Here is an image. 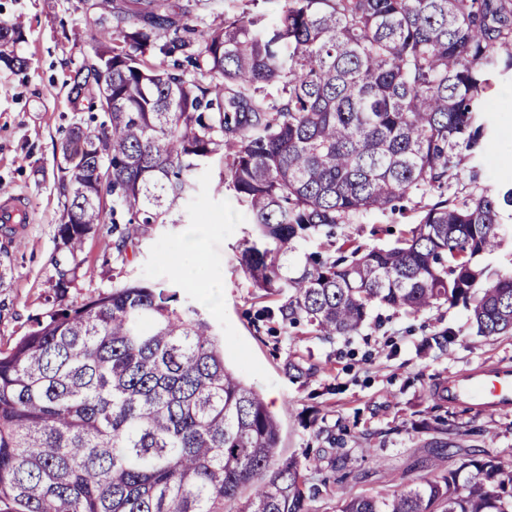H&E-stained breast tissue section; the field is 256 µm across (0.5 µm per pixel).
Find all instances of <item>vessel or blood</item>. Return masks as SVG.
<instances>
[{
	"label": "vessel or blood",
	"instance_id": "vessel-or-blood-1",
	"mask_svg": "<svg viewBox=\"0 0 512 512\" xmlns=\"http://www.w3.org/2000/svg\"><path fill=\"white\" fill-rule=\"evenodd\" d=\"M438 395L451 406L484 413L512 409V365L481 364L444 382Z\"/></svg>",
	"mask_w": 512,
	"mask_h": 512
}]
</instances>
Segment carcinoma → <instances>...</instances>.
Listing matches in <instances>:
<instances>
[{"label": "carcinoma", "instance_id": "cac0c4a2", "mask_svg": "<svg viewBox=\"0 0 512 512\" xmlns=\"http://www.w3.org/2000/svg\"><path fill=\"white\" fill-rule=\"evenodd\" d=\"M128 2L95 0L93 57L70 76L104 120L73 123L61 146L58 303L0 351V512H228L241 499L238 512H315L322 490L279 458L280 420L226 365L207 316L139 281L64 301L86 236L110 225L126 260L216 161L257 233L242 266L253 287L288 291V324L351 336L375 306L416 316L461 301L480 335L512 334V271L480 263L501 245L512 187L448 196L481 145L490 74L512 71V0H280L271 22L207 30L190 7ZM22 39L0 24V63L26 67ZM177 53L199 77L146 58ZM428 195L396 245L346 240L288 275L311 236ZM449 458L411 487L344 493L339 512H512L511 454Z\"/></svg>", "mask_w": 512, "mask_h": 512}]
</instances>
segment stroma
<instances>
[{
  "mask_svg": "<svg viewBox=\"0 0 512 512\" xmlns=\"http://www.w3.org/2000/svg\"><path fill=\"white\" fill-rule=\"evenodd\" d=\"M92 0H0V23L22 29L18 48L27 69L0 66V191L27 213L21 228L0 223V348L24 335L31 317L51 311L55 300V249L61 199L55 179L60 145L76 121L96 128L95 110L73 109L67 81L92 56L86 37L93 26ZM275 0H209L193 9L199 27L232 15L273 16ZM493 133L480 154L463 168L453 188L465 197L482 188L512 186V75L499 81L489 114ZM196 198L174 212L175 223L148 228L127 259L116 258L114 235L101 228L87 236L85 274L69 288L66 301L128 281L175 289L183 305L201 309L224 338L228 365L254 385L282 424L278 452L313 460L309 484L328 483L330 493L318 512H338L341 492H389L428 477L423 461L438 441L450 449L480 448L491 455L512 454V411L495 414L448 407L432 388L448 377L487 361L512 360V335L482 336L463 304L444 305L418 316L375 308L353 336L313 335L306 323L287 326L285 296L258 297L240 264L254 226L232 190L217 189V168L195 175ZM415 210L374 211L339 225L333 237L316 236L299 253L326 252L351 238L384 246L401 238ZM205 226L200 241L205 281L224 283L223 305L201 301L203 290L172 268L169 256L188 226ZM449 331L447 344L435 336ZM303 367V376L289 364ZM355 458L354 467L336 469V454Z\"/></svg>",
  "mask_w": 512,
  "mask_h": 512,
  "instance_id": "1",
  "label": "stroma"
}]
</instances>
